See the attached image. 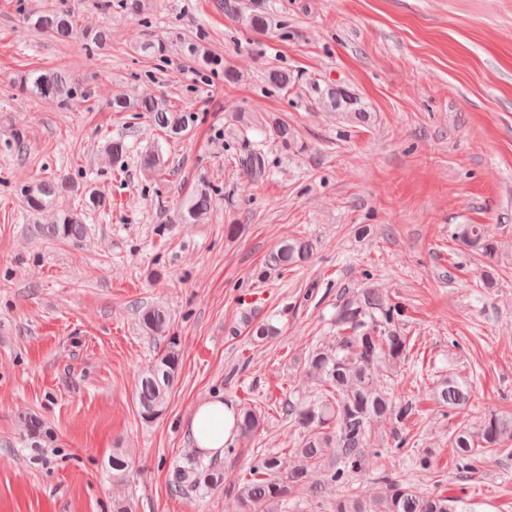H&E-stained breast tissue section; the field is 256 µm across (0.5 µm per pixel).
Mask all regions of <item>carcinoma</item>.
<instances>
[{
	"mask_svg": "<svg viewBox=\"0 0 512 512\" xmlns=\"http://www.w3.org/2000/svg\"><path fill=\"white\" fill-rule=\"evenodd\" d=\"M218 8L227 16L242 18L255 31L270 26V18L259 0H254L250 12L242 14L239 0H216ZM22 22L55 38L81 37L89 45L99 46L105 32L89 31L79 26L78 16L67 0H59L54 7L33 5L21 16ZM186 54L198 65H211L208 50L197 42L186 46ZM21 91L48 99L64 108L68 100L78 94L79 87L60 69L32 70L21 76ZM316 104L327 111L339 112L345 118L366 124L371 115L365 103L355 93L341 85L326 84L313 88ZM113 112H144L151 124L170 140H179L186 131L190 117L164 98L132 99L116 93L109 101ZM105 151L112 166L120 170L130 152L123 138L107 142ZM169 166L168 158L160 151L150 152L140 159V168L146 174H155ZM242 173L250 181L266 174V159L262 149L256 148L240 159ZM74 191L69 177L41 179L21 189L28 211L37 224L33 231L48 240L70 241L78 244L86 234L84 213L100 203V195L93 189L80 195L77 205L61 209L58 198ZM211 188L200 181L195 189L179 203L174 214L179 224L203 222L212 206ZM462 242L491 256L494 245L486 239L480 224H466L459 233ZM308 242L289 238L271 255L273 266L286 270L304 263L310 255ZM401 310L375 288H362L342 299L336 306V344L319 347L308 357V370L318 381L320 395L310 403L288 401V417L303 429L304 437L294 449L295 461L284 468L275 454H261L253 461L249 476L232 486L236 490L244 512H284L288 495L295 488H303L314 499H322L332 492L352 484L362 472L371 440L372 422L392 419L404 423L417 408V398H395L376 383L377 371L385 366L396 367L406 358L408 338L398 329ZM141 328L152 336H164L168 329V315L164 308L152 306L142 311ZM255 341L272 339L279 334L275 316L269 315L251 329ZM179 369L178 340L168 337L163 354L143 371L138 389L141 417L147 421L160 416L166 408L168 395ZM470 398L468 386L454 378L439 383L434 401L453 412L464 407ZM261 415L243 407L236 412L234 428L238 436L250 438L261 426ZM30 435L34 446L41 448L54 442V435L38 422L32 423ZM455 450L459 473L469 474L483 456L501 452L512 446V415L491 413L477 429L459 426L450 437ZM331 460L323 481H309L311 473ZM376 481L383 493L374 508L367 509L352 495H338L334 512H469L467 501L443 493H424L394 476L388 468L381 469ZM174 486L183 489H215L224 484V471L205 462L201 453L186 455L174 471Z\"/></svg>",
	"mask_w": 512,
	"mask_h": 512,
	"instance_id": "carcinoma-1",
	"label": "carcinoma"
}]
</instances>
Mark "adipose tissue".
I'll list each match as a JSON object with an SVG mask.
<instances>
[{"label": "adipose tissue", "instance_id": "1", "mask_svg": "<svg viewBox=\"0 0 512 512\" xmlns=\"http://www.w3.org/2000/svg\"><path fill=\"white\" fill-rule=\"evenodd\" d=\"M235 413L233 405L219 395L200 404L187 424L195 448L210 457L223 454L225 443L235 434Z\"/></svg>", "mask_w": 512, "mask_h": 512}]
</instances>
